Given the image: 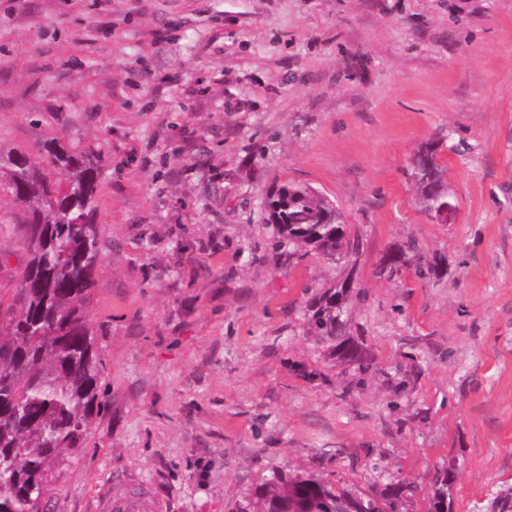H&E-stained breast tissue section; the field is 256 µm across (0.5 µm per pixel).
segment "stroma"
Listing matches in <instances>:
<instances>
[{"mask_svg":"<svg viewBox=\"0 0 512 512\" xmlns=\"http://www.w3.org/2000/svg\"><path fill=\"white\" fill-rule=\"evenodd\" d=\"M100 166L106 407L54 512L143 491L237 512L274 475L452 512L512 488V0H0V155ZM439 146L456 220L410 176ZM307 186L350 248L277 246ZM0 195V303L27 254ZM418 249H409L410 241ZM350 278L358 355L308 306ZM452 483L453 477L451 473L448 471L444 472L432 489L429 512H443L440 509L444 506L445 502L448 503V510H450Z\"/></svg>","mask_w":512,"mask_h":512,"instance_id":"35a3bbf8","label":"stroma"}]
</instances>
